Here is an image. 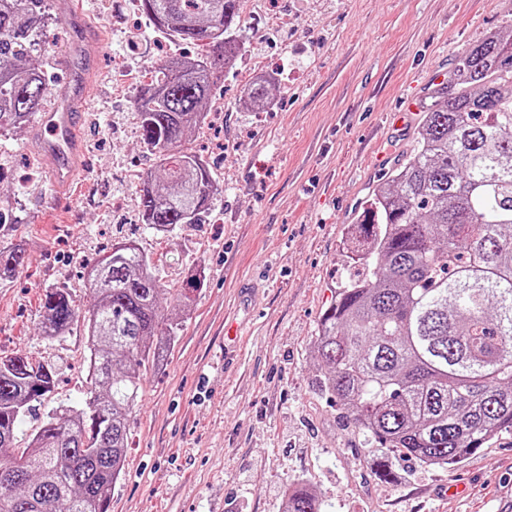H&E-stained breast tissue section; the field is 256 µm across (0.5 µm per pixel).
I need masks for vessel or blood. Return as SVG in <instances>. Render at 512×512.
Wrapping results in <instances>:
<instances>
[{"instance_id": "vessel-or-blood-1", "label": "vessel or blood", "mask_w": 512, "mask_h": 512, "mask_svg": "<svg viewBox=\"0 0 512 512\" xmlns=\"http://www.w3.org/2000/svg\"><path fill=\"white\" fill-rule=\"evenodd\" d=\"M75 44L81 45L102 39L101 28L91 25L83 11H74L67 19ZM57 65L69 72L70 80L59 92L53 107L40 113L35 140L38 153L53 161L52 178L55 187L70 188L83 152L79 128L85 120L90 100L89 72L77 68L73 56L59 57Z\"/></svg>"}]
</instances>
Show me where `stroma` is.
<instances>
[{
    "label": "stroma",
    "instance_id": "obj_1",
    "mask_svg": "<svg viewBox=\"0 0 512 512\" xmlns=\"http://www.w3.org/2000/svg\"><path fill=\"white\" fill-rule=\"evenodd\" d=\"M79 8L109 36L85 48L98 78L70 195L55 192L34 123L0 136V201L13 215L0 248L27 251L0 281V357L55 367L44 410L78 405L90 386L86 340L78 326L41 336L46 289L67 288L87 310L86 266L127 238L163 287L195 267L206 275L165 361L142 371L109 512H281L298 483L325 512H512V431L452 467L392 454L379 468L378 450L322 390L312 352L347 278L348 231L411 151L418 100L458 52L512 20V0H241L243 54L209 104L217 120L187 142L223 196L208 223L165 235L139 220L138 177L154 160L140 143L137 92L117 90L115 65L143 72L195 50L154 29L137 0H53L52 56L69 49L66 19ZM249 69L276 80L269 111L239 102ZM229 319L241 325L231 361Z\"/></svg>",
    "mask_w": 512,
    "mask_h": 512
}]
</instances>
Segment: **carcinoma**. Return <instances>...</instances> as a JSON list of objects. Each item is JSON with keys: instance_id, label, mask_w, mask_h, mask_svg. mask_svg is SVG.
<instances>
[{"instance_id": "1", "label": "carcinoma", "mask_w": 512, "mask_h": 512, "mask_svg": "<svg viewBox=\"0 0 512 512\" xmlns=\"http://www.w3.org/2000/svg\"><path fill=\"white\" fill-rule=\"evenodd\" d=\"M50 0H0V136L27 122L51 84L44 40ZM240 0H140L149 22L181 42L224 49L147 70L135 115L156 161L141 178L139 218L171 233L202 224L221 194L208 163L185 147L201 127L218 74L241 51ZM275 79L259 75L241 104L261 112ZM355 273L318 325L320 384L368 445L424 465L459 463L512 430V20L461 51L429 88L414 148L365 201ZM112 245L86 275L88 314L65 288L45 291L53 339L83 322L98 390L46 414L27 451L6 457L16 432L54 391L53 366L0 358V512H108L125 462L141 368L164 361L201 280L162 287L137 241ZM26 253L0 249V279ZM283 512H322L316 493H284Z\"/></svg>"}]
</instances>
